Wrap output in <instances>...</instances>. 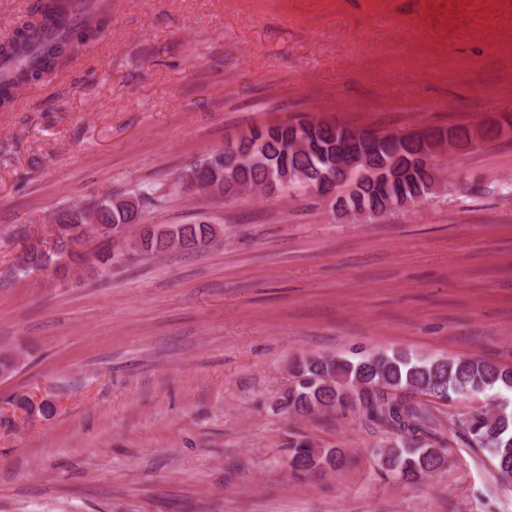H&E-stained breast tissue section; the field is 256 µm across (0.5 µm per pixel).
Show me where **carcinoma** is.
Returning <instances> with one entry per match:
<instances>
[{"instance_id":"cac0c4a2","label":"carcinoma","mask_w":512,"mask_h":512,"mask_svg":"<svg viewBox=\"0 0 512 512\" xmlns=\"http://www.w3.org/2000/svg\"><path fill=\"white\" fill-rule=\"evenodd\" d=\"M87 0H38L12 35L0 45V103L6 105L14 89L25 82L41 81L63 63L66 54L81 48L109 23L107 7L98 9L95 24L86 13ZM269 141L255 148L242 143L249 156L243 173L256 180L288 162L322 167L311 155L288 158L285 152L288 127L268 132ZM97 220L104 235L128 232L121 211L103 201ZM213 239L210 224H175L157 230L146 229L133 241L132 248L146 254L189 249ZM49 254L37 246L26 249L17 266L26 276L46 268ZM497 386L512 390V366L496 365L481 357L420 360L405 353H372L341 359L313 357L293 369V381L279 406L300 417L325 414L332 409L358 411L370 420L402 436L396 445L381 452L386 471L406 484L415 483L439 471L445 463L442 449L424 442L426 427L432 421L428 409L414 403L410 395L422 393L453 401L466 395L484 394ZM458 428L468 443L488 451L502 481L512 482V410L502 406L493 411L475 410L459 420ZM289 466L296 474L326 469L338 470L349 462L342 448H317L309 441L289 443Z\"/></svg>"}]
</instances>
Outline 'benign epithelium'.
Returning <instances> with one entry per match:
<instances>
[{"mask_svg":"<svg viewBox=\"0 0 512 512\" xmlns=\"http://www.w3.org/2000/svg\"><path fill=\"white\" fill-rule=\"evenodd\" d=\"M504 123L479 127L448 125L425 127L402 135L382 136L365 128L340 124L326 119H303L288 123V139L298 143V149L325 158L324 169L310 189L324 201L357 213H367L379 219L397 205L410 204L422 197L418 188L428 184L433 176L434 160L441 153L466 151L497 138ZM330 129L335 139L321 140L323 131ZM240 141L224 147V169L243 164L237 151ZM308 179V171L288 166L281 175H268L269 189L286 187L291 182ZM183 191L190 197L217 193L218 183L209 172L191 169L180 177ZM71 255L80 253L82 238L67 224L57 225Z\"/></svg>","mask_w":512,"mask_h":512,"instance_id":"obj_1","label":"benign epithelium"}]
</instances>
